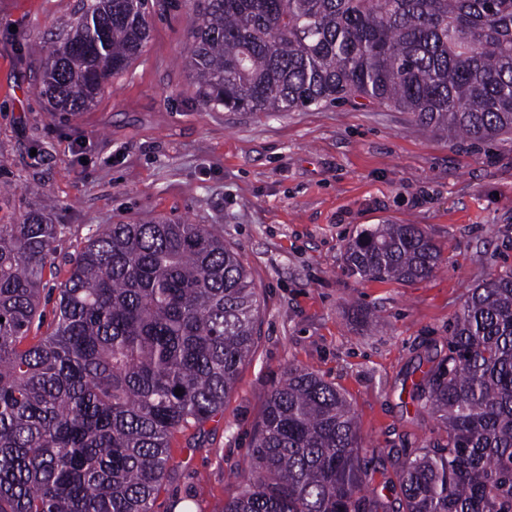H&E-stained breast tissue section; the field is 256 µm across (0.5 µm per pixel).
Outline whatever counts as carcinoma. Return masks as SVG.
Instances as JSON below:
<instances>
[{
    "label": "carcinoma",
    "instance_id": "cac0c4a2",
    "mask_svg": "<svg viewBox=\"0 0 512 512\" xmlns=\"http://www.w3.org/2000/svg\"><path fill=\"white\" fill-rule=\"evenodd\" d=\"M149 0H84L49 50L50 112L95 104L150 36ZM186 67L203 105L276 115L367 99L421 133L512 134V0H199ZM47 208L0 224V512H154L170 439L224 410L255 346L260 294L213 224L96 228L69 259L53 329ZM347 271L408 283L442 250L417 224H370ZM182 395H175V389ZM437 435L369 488L350 401L298 366L266 401L224 512H512V269L470 289L446 352L408 392Z\"/></svg>",
    "mask_w": 512,
    "mask_h": 512
}]
</instances>
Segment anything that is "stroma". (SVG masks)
Returning <instances> with one entry per match:
<instances>
[{"label":"stroma","mask_w":512,"mask_h":512,"mask_svg":"<svg viewBox=\"0 0 512 512\" xmlns=\"http://www.w3.org/2000/svg\"><path fill=\"white\" fill-rule=\"evenodd\" d=\"M79 6L0 0V224L54 200L50 291L97 225L214 224L263 299L253 354L223 412L173 439L155 512L177 499L223 512L268 395L292 365L346 392L370 484L385 493L388 449L436 434L408 397L420 365L442 350L470 288L512 269V142L420 136L406 113L364 100L270 117L206 108L183 61L192 0L152 9L144 53L94 106L50 112L37 94L44 50ZM386 223L421 225L442 248L440 270L404 284L349 274L345 244Z\"/></svg>","instance_id":"1"}]
</instances>
